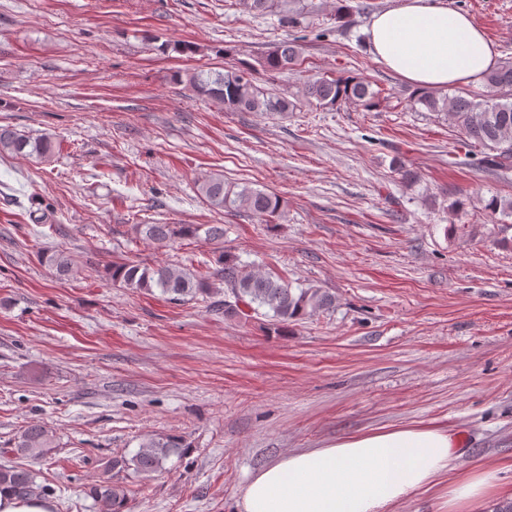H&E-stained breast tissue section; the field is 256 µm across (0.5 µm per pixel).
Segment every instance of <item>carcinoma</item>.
Listing matches in <instances>:
<instances>
[{"label": "carcinoma", "mask_w": 512, "mask_h": 512, "mask_svg": "<svg viewBox=\"0 0 512 512\" xmlns=\"http://www.w3.org/2000/svg\"><path fill=\"white\" fill-rule=\"evenodd\" d=\"M294 0H239L244 9L254 15H277L279 21L290 24L294 20L290 3ZM300 61L299 46L293 40L276 44L263 60L265 71L279 74L293 69ZM493 94L482 100L458 95L449 97L434 90L417 89L411 96L412 106L428 112H440L451 117L464 132L468 141L488 151V160L505 168L512 167V61L502 62L485 78ZM194 92L224 105L228 112H260L288 115L298 102L282 93L264 91L254 81L252 73L241 69L196 72L189 78ZM302 99L325 109H334L341 103H351L370 111L379 103V93L361 77L312 76L301 90ZM59 145L49 135L31 140L9 126L0 125V152L34 156L49 160L57 154ZM198 191L215 209L246 212L266 224H274L284 216L279 197L248 184L237 191L224 188V175H210L198 184ZM139 238L165 246L177 238L196 237L200 234L210 242L222 243V224H136ZM60 277H68L73 269L70 259L63 253L45 258ZM221 268L213 274H195L169 265L146 266L122 263L112 266V281L127 288L153 291L173 302H183L198 296L224 295L212 302L224 306V316L244 320L264 317L273 331L288 332V324L306 315L326 311L335 306L336 298L325 290L308 286L294 288L288 283L250 268L229 254L218 257ZM224 287L219 288L216 282ZM187 447L183 437L168 435L150 438L139 445L131 457L114 458L107 471L111 475L95 481L90 494L106 512H129L128 490L119 474L128 470L149 477L162 470L165 461L178 449ZM56 445L55 432L42 423L26 426L14 442L9 453L26 458L30 465L0 463V489H9L18 496H39L47 485L38 482L40 464L52 454Z\"/></svg>", "instance_id": "1"}]
</instances>
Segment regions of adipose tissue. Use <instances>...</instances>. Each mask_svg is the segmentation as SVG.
Masks as SVG:
<instances>
[{"instance_id":"adipose-tissue-1","label":"adipose tissue","mask_w":512,"mask_h":512,"mask_svg":"<svg viewBox=\"0 0 512 512\" xmlns=\"http://www.w3.org/2000/svg\"><path fill=\"white\" fill-rule=\"evenodd\" d=\"M378 62L417 88L482 82L500 53L483 29L447 0H406L374 16ZM456 438L425 427L352 434L323 448L289 452L245 486L243 512H389L411 493L437 484L455 459ZM493 476L474 470L450 483L440 512H470L493 497Z\"/></svg>"}]
</instances>
